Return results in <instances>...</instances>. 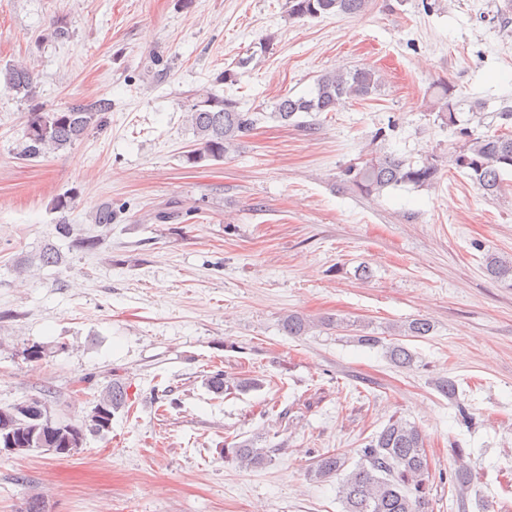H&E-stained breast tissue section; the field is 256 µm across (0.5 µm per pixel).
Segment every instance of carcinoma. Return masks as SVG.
Here are the masks:
<instances>
[{"label":"carcinoma","instance_id":"obj_1","mask_svg":"<svg viewBox=\"0 0 512 512\" xmlns=\"http://www.w3.org/2000/svg\"><path fill=\"white\" fill-rule=\"evenodd\" d=\"M370 0H288V16L296 19L322 16L353 15L364 12ZM0 73L10 90L23 95L27 101L36 93L35 74L22 64H8ZM382 85L378 70L364 66L343 72L320 75L309 96L284 94L274 103L272 117L294 123L305 129L310 125L297 121L300 113L334 112L347 99L366 100L375 95ZM434 109L448 126L458 125V102L454 101V86L439 81L433 86ZM112 101L107 98L75 100L62 108L46 109L36 106L25 122L22 160H33L72 147L98 126L102 115L111 111ZM187 120L196 133L199 147L188 159L219 160L230 149L254 130L255 112L244 111L240 103L219 95L215 90L202 88L191 94L185 105ZM448 162L458 169L468 170V176L488 197L501 194L502 172L512 170V133L495 131L492 134L468 135L466 143L448 148ZM441 171L437 156H426L414 163L392 153L375 155L357 168H347V182L359 194L367 197L380 195L388 187L413 185L431 187L438 183ZM486 271L496 280L512 279V260L489 254ZM282 330L289 336H304L316 327L325 329H353L363 345L385 348L386 356L397 368L411 370L416 355L400 337H424L434 331L426 318H415L392 327L396 338L384 343L368 326L355 327L347 320L324 317L313 321L296 314L281 319ZM254 387L251 379L235 383L216 372L208 378V387L217 395L224 388ZM435 389L450 401L457 399L458 386L453 378L439 377L433 382ZM126 387L114 381L93 402L92 408L79 424L54 421L46 398L29 397L6 408H0V442L15 453L34 449L61 448L73 433L98 436L106 432L105 419L125 406ZM232 460L241 467H257L267 461L265 449L257 447V439L250 438L231 448ZM312 476L319 480L338 479V494L343 512H429V492L432 473L425 449V437L415 424L403 419H390L383 429L368 438L359 450V459L348 467V459L341 453L319 455ZM452 485L464 490L471 483V472L465 462V452L454 451L453 469L448 472Z\"/></svg>","mask_w":512,"mask_h":512}]
</instances>
